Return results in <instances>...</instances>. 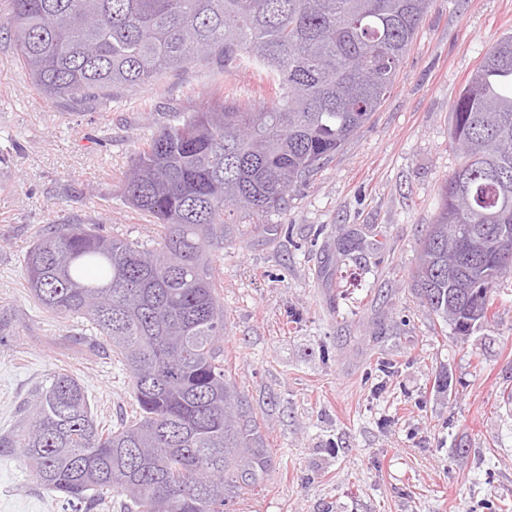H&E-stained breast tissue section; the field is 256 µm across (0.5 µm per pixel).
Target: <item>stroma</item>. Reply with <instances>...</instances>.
I'll use <instances>...</instances> for the list:
<instances>
[{"label":"stroma","mask_w":512,"mask_h":512,"mask_svg":"<svg viewBox=\"0 0 512 512\" xmlns=\"http://www.w3.org/2000/svg\"><path fill=\"white\" fill-rule=\"evenodd\" d=\"M512 0H429L394 87L283 211L235 215L212 251L224 370L269 450L261 490L224 512H512V270L466 341L411 289L418 243L460 161L451 106ZM269 100L251 68L213 59L112 90V104L52 100L0 32V432L57 371L84 384L110 428L135 410L111 354L69 343L40 309L23 259L53 224H97L155 246L122 179L173 113L215 97ZM0 512H75L0 456Z\"/></svg>","instance_id":"1"}]
</instances>
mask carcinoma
Here are the masks:
<instances>
[{
	"label": "carcinoma",
	"mask_w": 512,
	"mask_h": 512,
	"mask_svg": "<svg viewBox=\"0 0 512 512\" xmlns=\"http://www.w3.org/2000/svg\"><path fill=\"white\" fill-rule=\"evenodd\" d=\"M16 55L49 98L106 104L212 56L254 64L262 106L222 99L177 112L137 153L124 200L154 219L157 247L53 224L24 257L45 312L98 336L133 386L136 415L104 429L84 385L58 372L33 390L0 454L72 505L116 491L123 512H224L263 482L258 426L224 379V307L210 248L224 212L284 208L290 188L380 107L429 0H10ZM469 150L441 187L412 287L432 319L466 338L512 269V32L487 51L452 105Z\"/></svg>",
	"instance_id": "cac0c4a2"
}]
</instances>
